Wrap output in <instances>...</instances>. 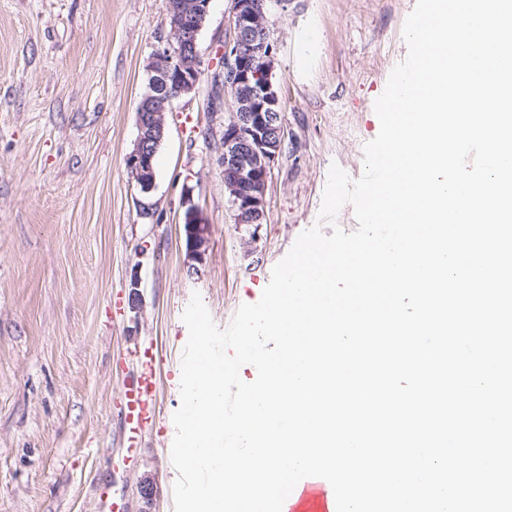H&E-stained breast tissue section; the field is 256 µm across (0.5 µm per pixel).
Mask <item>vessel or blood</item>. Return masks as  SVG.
I'll list each match as a JSON object with an SVG mask.
<instances>
[{
    "label": "vessel or blood",
    "instance_id": "1",
    "mask_svg": "<svg viewBox=\"0 0 512 512\" xmlns=\"http://www.w3.org/2000/svg\"><path fill=\"white\" fill-rule=\"evenodd\" d=\"M138 361L141 365V374L136 381L126 387L122 403L128 442L127 454L131 457L138 453L143 432L153 425L157 405L155 356L151 348H144ZM300 499L305 503L306 512H336V502L329 499L322 483L311 484L309 489L302 491Z\"/></svg>",
    "mask_w": 512,
    "mask_h": 512
}]
</instances>
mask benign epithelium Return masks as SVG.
Wrapping results in <instances>:
<instances>
[{
  "label": "benign epithelium",
  "mask_w": 512,
  "mask_h": 512,
  "mask_svg": "<svg viewBox=\"0 0 512 512\" xmlns=\"http://www.w3.org/2000/svg\"><path fill=\"white\" fill-rule=\"evenodd\" d=\"M211 0H165L169 36L147 65V86L138 113V135L125 158L131 179L143 195L156 186L152 158L166 133V113L179 97L196 90L203 74L198 37L208 17ZM276 40L266 26L258 0H233L232 34L219 50L223 56L225 88L231 90L232 118L224 123L220 162L236 223L260 226L266 213V190L271 168L284 137L282 103L272 80ZM182 226L189 268L198 270L209 246V224L193 196L182 200Z\"/></svg>",
  "instance_id": "1"
}]
</instances>
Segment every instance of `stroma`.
I'll return each instance as SVG.
<instances>
[{
    "mask_svg": "<svg viewBox=\"0 0 512 512\" xmlns=\"http://www.w3.org/2000/svg\"><path fill=\"white\" fill-rule=\"evenodd\" d=\"M415 0H286L266 23L285 138L260 227L237 224L219 162L229 104L210 75L178 98L141 195L124 158L136 140L145 66L166 34L163 0H0V512H96L108 478L127 512H173L172 421L180 406L182 315L200 295L226 329L317 224L331 165L364 171L374 101L408 54ZM232 0H211L206 66L230 34ZM193 114L195 140L176 113ZM211 226L187 267L181 195ZM139 276V299L130 295ZM151 347L157 421L137 460L119 412Z\"/></svg>",
    "mask_w": 512,
    "mask_h": 512,
    "instance_id": "obj_1",
    "label": "stroma"
}]
</instances>
